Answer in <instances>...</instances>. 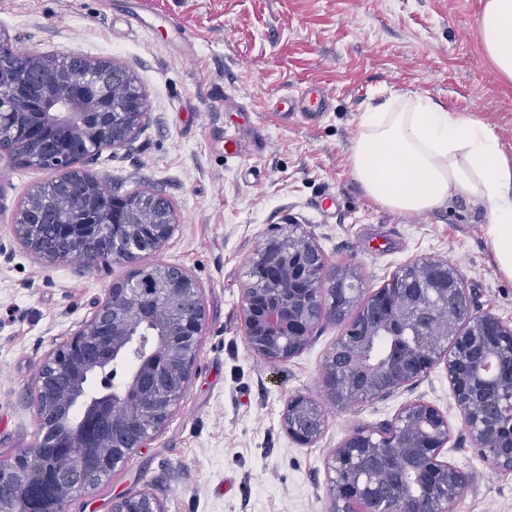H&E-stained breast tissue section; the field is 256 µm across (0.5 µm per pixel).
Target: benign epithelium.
<instances>
[{
  "instance_id": "1",
  "label": "benign epithelium",
  "mask_w": 512,
  "mask_h": 512,
  "mask_svg": "<svg viewBox=\"0 0 512 512\" xmlns=\"http://www.w3.org/2000/svg\"><path fill=\"white\" fill-rule=\"evenodd\" d=\"M9 57L12 67L0 72V138L14 127L21 111L33 108L39 123L30 128L35 152L20 144L12 152L25 166H45L57 174V183L68 185L80 167L83 147L121 146L132 140L146 115V99L133 89L131 76L114 63L99 78L88 68L84 82L74 84L65 70L38 51L16 53L8 37L0 32V57ZM112 105V126L91 131L83 117L88 112ZM61 126L68 130L69 148L64 150L46 138L42 128ZM153 207L161 216L154 224H139L136 205ZM39 199L28 198L16 215L15 234L30 250L55 263L78 254L98 260L95 245L112 243L111 260L138 269L141 253L161 250L173 234L176 214L170 202L154 193L142 195L137 204L112 200L77 220L83 198L68 194L56 202L48 221L30 223L37 214ZM426 279L422 294L396 288L375 292L376 301L405 324L430 323L425 310L426 295L454 300L460 322L450 329V347L444 352L430 349V337L420 336L417 353H404L386 370L360 361L352 345L351 360L356 371L374 392L396 389L435 365L444 364L456 406L477 452L495 469L512 471V328L499 319L475 312L458 274L445 264L421 261ZM154 281L162 290L170 319L160 331L153 357L139 368L135 389L140 396L139 417L134 423L112 417L110 401L98 410V418L110 430L128 431L132 443L115 446L106 454L90 453L101 434L95 423L73 438L70 462L56 463L47 448L54 442L56 411L52 404L68 396L65 376H91L112 358L124 354L146 320L139 303L141 285L128 275L112 284L91 318L81 324L71 339L55 349L44 363L39 380L37 406L41 431L38 442L9 462H0V512H24L30 474L40 472L53 489V497L66 502L111 474L116 465L135 449L144 447L158 433L178 405L194 369L207 313L200 286L188 271L157 264ZM241 317L249 349L273 366L286 363L307 345L315 327L336 316V274L330 272L323 252L303 231H282L268 237L250 259L247 281L241 295ZM282 426L296 443L308 446L323 431L324 415L307 396L288 397ZM449 441L448 417L433 405L415 401L396 418V429L384 437L352 434L332 455L328 468L332 478V512H375L367 491L381 474L358 465L364 456H413V470L427 493L410 500L395 496L387 512H452V505L468 476L444 460ZM112 512H163L160 502L143 493L139 507L132 510L126 497L112 501Z\"/></svg>"
}]
</instances>
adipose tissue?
Returning a JSON list of instances; mask_svg holds the SVG:
<instances>
[{"label": "adipose tissue", "instance_id": "ef3b65f1", "mask_svg": "<svg viewBox=\"0 0 512 512\" xmlns=\"http://www.w3.org/2000/svg\"><path fill=\"white\" fill-rule=\"evenodd\" d=\"M481 42L495 71L512 81V0H486ZM350 166L365 193L395 212H431L453 197L482 206L496 268L512 279V161L483 122L422 97L366 112Z\"/></svg>", "mask_w": 512, "mask_h": 512}]
</instances>
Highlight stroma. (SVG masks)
Listing matches in <instances>:
<instances>
[{
  "label": "stroma",
  "mask_w": 512,
  "mask_h": 512,
  "mask_svg": "<svg viewBox=\"0 0 512 512\" xmlns=\"http://www.w3.org/2000/svg\"><path fill=\"white\" fill-rule=\"evenodd\" d=\"M0 0L13 48L108 59L147 96L135 138L102 150L88 170L122 192H159L176 208L167 245L142 265L186 269L201 286L207 322L185 393L165 426L65 512H110L112 500L152 493L164 512H330L332 452L355 430L393 421L415 400L448 417L445 459L468 476L454 512H512V472L473 448L444 366L386 398L338 407L322 382L345 326L322 321L306 347L273 366L248 348L240 298L247 265L266 238L299 226L330 267L356 273L370 294L422 260L452 264L476 312L512 327V280L497 272L480 208L450 199L425 214L378 205L349 156L363 112L429 97L479 119L512 161V82L483 54V0ZM194 37L181 55L170 22ZM320 87L329 102L311 122L276 116L280 97ZM243 151L228 156L224 137ZM53 171L0 152V461L40 434L36 395L53 349L89 318L119 262L46 263L14 233L16 214ZM334 197L336 205L321 210ZM322 410L309 446L281 426L289 395Z\"/></svg>",
  "instance_id": "stroma-1"
}]
</instances>
